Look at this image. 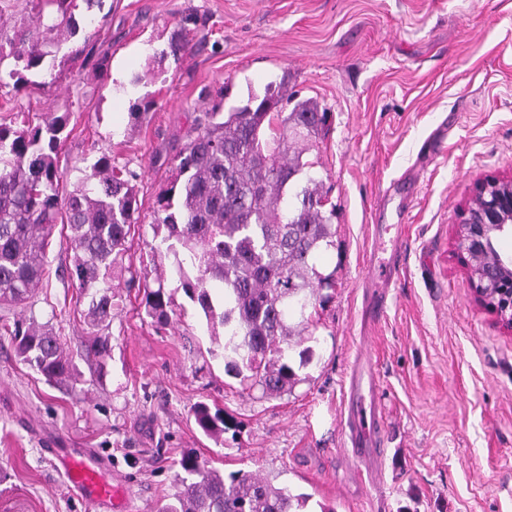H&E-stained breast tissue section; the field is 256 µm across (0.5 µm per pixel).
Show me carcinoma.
<instances>
[{
  "label": "carcinoma",
  "instance_id": "carcinoma-1",
  "mask_svg": "<svg viewBox=\"0 0 512 512\" xmlns=\"http://www.w3.org/2000/svg\"><path fill=\"white\" fill-rule=\"evenodd\" d=\"M104 0H37L40 31H10L0 24V62L14 60L8 77L19 88L27 73L44 68L54 50L76 35L75 11ZM288 99L268 85L263 97L221 114L190 116L193 133L177 156V179L157 200L153 224L165 228L155 250L176 259L182 288L203 311L213 336L224 337V369L259 384L268 395L288 393L299 381L289 362L288 337L316 305V289L333 274L316 261L334 245L335 210H325L313 164L302 153L287 156L291 138L310 141L324 133L328 113L312 101L285 111ZM67 114L50 112L35 126L0 124V303L20 305L43 279L47 238L61 224L74 252L72 276L87 292L97 287L128 250L138 223L134 187L123 170L102 156L93 165L97 184L60 192L55 157ZM178 205H172L173 196ZM197 271L190 277L185 266ZM163 288L145 295V312L169 319ZM112 294H91L89 350L105 354L108 337L95 328L111 315ZM18 358L47 381L76 379V367L53 332L17 327ZM193 415L207 436L224 433V416L199 403ZM177 491L161 512H299L308 496L264 477L224 481L191 451L178 460Z\"/></svg>",
  "mask_w": 512,
  "mask_h": 512
}]
</instances>
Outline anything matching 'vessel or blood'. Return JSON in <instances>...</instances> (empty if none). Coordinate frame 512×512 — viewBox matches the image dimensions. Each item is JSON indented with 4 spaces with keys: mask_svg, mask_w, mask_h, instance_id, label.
<instances>
[{
    "mask_svg": "<svg viewBox=\"0 0 512 512\" xmlns=\"http://www.w3.org/2000/svg\"><path fill=\"white\" fill-rule=\"evenodd\" d=\"M376 379L369 363H358L349 381L348 426L354 454L368 460L378 454V404ZM56 467L63 471L74 488L105 512H114L120 503L121 489L109 483L107 464L89 448H72L54 454Z\"/></svg>",
    "mask_w": 512,
    "mask_h": 512,
    "instance_id": "1",
    "label": "vessel or blood"
}]
</instances>
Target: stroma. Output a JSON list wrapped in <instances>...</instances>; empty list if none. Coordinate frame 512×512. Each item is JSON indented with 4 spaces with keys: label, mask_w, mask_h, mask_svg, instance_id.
<instances>
[{
    "label": "stroma",
    "mask_w": 512,
    "mask_h": 512,
    "mask_svg": "<svg viewBox=\"0 0 512 512\" xmlns=\"http://www.w3.org/2000/svg\"><path fill=\"white\" fill-rule=\"evenodd\" d=\"M76 19L71 53L26 88L0 86V123L67 114L63 192L109 156L135 173L141 219L108 279V356L86 352L89 297L69 275L64 234L51 236V273L25 309L0 308V512H95L68 490L55 448L106 457L132 512L170 500L189 448L224 476L307 494L305 512H512V335L450 254L475 180L512 171V0H104ZM281 81L330 114L303 158L336 207L318 262L334 285L292 339L299 382L271 398L225 373L174 257L155 251L153 214L188 114ZM391 258L375 319L365 279ZM148 286L165 289L166 325L145 314ZM19 319L60 336L76 382H47L19 360ZM362 351L379 385L372 474L352 461L346 428V374ZM199 403L223 413L219 439L196 426Z\"/></svg>",
    "instance_id": "obj_1"
}]
</instances>
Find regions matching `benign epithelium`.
Here are the masks:
<instances>
[{"label": "benign epithelium", "instance_id": "obj_1", "mask_svg": "<svg viewBox=\"0 0 512 512\" xmlns=\"http://www.w3.org/2000/svg\"><path fill=\"white\" fill-rule=\"evenodd\" d=\"M512 232V173L477 180L459 208L453 248L478 302L512 332V257L497 243Z\"/></svg>", "mask_w": 512, "mask_h": 512}]
</instances>
